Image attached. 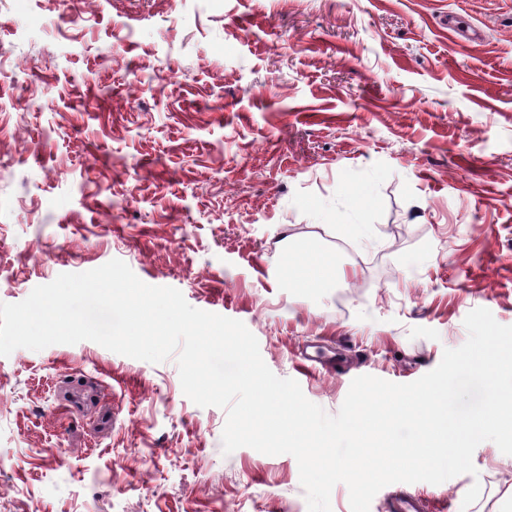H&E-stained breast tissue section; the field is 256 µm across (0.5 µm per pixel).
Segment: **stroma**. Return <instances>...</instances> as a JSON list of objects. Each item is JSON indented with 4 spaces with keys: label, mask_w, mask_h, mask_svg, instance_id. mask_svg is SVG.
Listing matches in <instances>:
<instances>
[{
    "label": "stroma",
    "mask_w": 512,
    "mask_h": 512,
    "mask_svg": "<svg viewBox=\"0 0 512 512\" xmlns=\"http://www.w3.org/2000/svg\"><path fill=\"white\" fill-rule=\"evenodd\" d=\"M338 258L301 292L285 246ZM124 261L328 414L512 325V0H0V302ZM92 341L0 356V512H308L296 459ZM393 483L512 512V455Z\"/></svg>",
    "instance_id": "stroma-1"
}]
</instances>
